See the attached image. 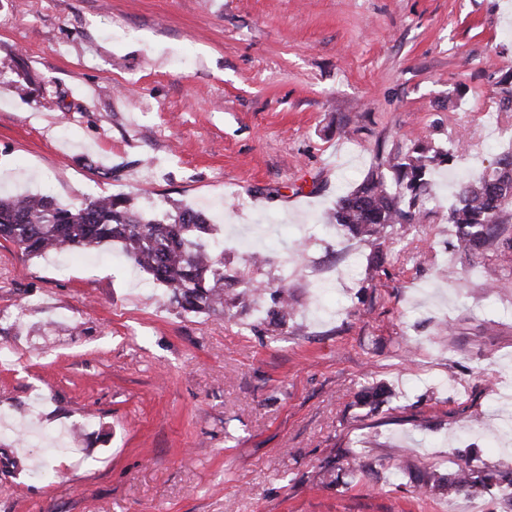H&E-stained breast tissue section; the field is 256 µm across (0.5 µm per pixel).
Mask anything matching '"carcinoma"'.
Segmentation results:
<instances>
[{"mask_svg": "<svg viewBox=\"0 0 512 512\" xmlns=\"http://www.w3.org/2000/svg\"><path fill=\"white\" fill-rule=\"evenodd\" d=\"M462 150L459 140L446 148L426 137L413 140L410 147L380 159L355 188L339 196L324 222L346 236L374 244L424 223L431 214V171L454 165ZM446 221L453 229L460 263L512 255V152L501 153L488 167L459 180ZM0 238L28 256L116 243L129 263L166 288L170 300L185 311L224 309L231 300L230 287L238 283L224 272V250L214 238V228L190 207L157 220L145 218L129 200L112 195L78 206L60 204L47 195L25 200L0 197ZM271 300L266 315L268 326L276 331L292 317L293 305L286 287L274 291ZM387 397L381 386L361 393V401L374 407ZM398 468L409 474L421 470V486L450 494L488 490L495 482L512 485V473L476 467L468 456L446 477L408 461Z\"/></svg>", "mask_w": 512, "mask_h": 512, "instance_id": "cac0c4a2", "label": "carcinoma"}]
</instances>
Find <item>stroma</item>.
I'll return each mask as SVG.
<instances>
[{"label": "stroma", "instance_id": "obj_1", "mask_svg": "<svg viewBox=\"0 0 512 512\" xmlns=\"http://www.w3.org/2000/svg\"><path fill=\"white\" fill-rule=\"evenodd\" d=\"M508 75L512 0H0V194L193 208L297 302L272 334L247 301L179 311L113 248L0 239V416L40 432L0 436V512H512L393 468L512 469V288L449 274L444 219L512 146ZM419 136L464 145L426 223L378 248L320 225Z\"/></svg>", "mask_w": 512, "mask_h": 512}]
</instances>
